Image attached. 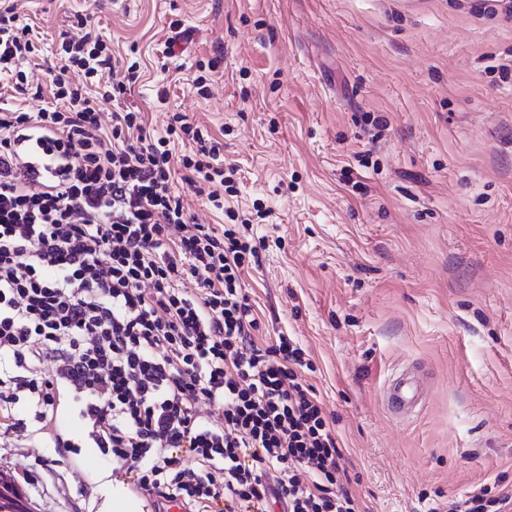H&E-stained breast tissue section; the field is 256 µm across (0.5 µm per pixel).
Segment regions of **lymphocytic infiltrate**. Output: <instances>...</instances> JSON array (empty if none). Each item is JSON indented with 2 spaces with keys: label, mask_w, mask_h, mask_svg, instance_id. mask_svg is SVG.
Masks as SVG:
<instances>
[{
  "label": "lymphocytic infiltrate",
  "mask_w": 512,
  "mask_h": 512,
  "mask_svg": "<svg viewBox=\"0 0 512 512\" xmlns=\"http://www.w3.org/2000/svg\"><path fill=\"white\" fill-rule=\"evenodd\" d=\"M75 24L33 88L38 36L0 0V78L45 101L0 106V430L62 457L69 412L129 490L195 512H359L304 348L258 336L244 274L264 238L199 223L174 188L223 212L238 173L223 142L181 113L148 129L105 79L92 14ZM428 512H512V494L485 486Z\"/></svg>",
  "instance_id": "f902f5d3"
}]
</instances>
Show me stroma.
Instances as JSON below:
<instances>
[{"instance_id": "1", "label": "stroma", "mask_w": 512, "mask_h": 512, "mask_svg": "<svg viewBox=\"0 0 512 512\" xmlns=\"http://www.w3.org/2000/svg\"><path fill=\"white\" fill-rule=\"evenodd\" d=\"M19 5L44 59L91 13L140 64L125 103L223 140L225 206L268 241L245 277L263 337L306 349L364 512L512 490V18L495 0ZM212 59L203 97L191 78ZM406 368L428 395L400 421L383 388ZM34 442L0 437V472L35 512H153L97 449Z\"/></svg>"}]
</instances>
